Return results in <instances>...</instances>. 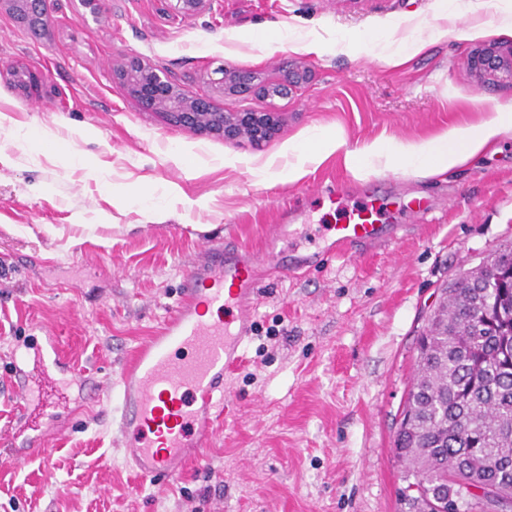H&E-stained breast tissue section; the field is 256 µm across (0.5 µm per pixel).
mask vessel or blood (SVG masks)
<instances>
[{
	"instance_id": "vessel-or-blood-1",
	"label": "vessel or blood",
	"mask_w": 512,
	"mask_h": 512,
	"mask_svg": "<svg viewBox=\"0 0 512 512\" xmlns=\"http://www.w3.org/2000/svg\"><path fill=\"white\" fill-rule=\"evenodd\" d=\"M383 210L381 198L366 197L332 226V241L320 254L278 249V242L292 233L287 224L273 225L272 250L262 257L202 239V257L185 275L177 306L114 377L120 453L140 478L167 487L177 480L189 453L209 447L213 418L222 411L227 393L225 377L240 362L251 329L258 268L271 266L277 277L294 275L317 266L324 256L351 260L361 250L396 240L400 227L385 223ZM11 392L14 421H28L34 408L53 418V403L36 399L28 382L12 383ZM52 452L46 435L15 437L0 444V463L21 454L47 457Z\"/></svg>"
}]
</instances>
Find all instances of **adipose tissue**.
Instances as JSON below:
<instances>
[{
    "instance_id": "ef3b65f1",
    "label": "adipose tissue",
    "mask_w": 512,
    "mask_h": 512,
    "mask_svg": "<svg viewBox=\"0 0 512 512\" xmlns=\"http://www.w3.org/2000/svg\"><path fill=\"white\" fill-rule=\"evenodd\" d=\"M467 13L465 0H453V7L446 12L447 22L436 28L431 38L406 35L383 44L379 58L390 67L404 64L410 57L424 51L430 39H460L480 33L479 24L465 27L457 21ZM512 132V106L497 107L494 112L477 124H463L430 139L373 141L348 151L346 159L356 170L379 172L385 168L400 166L413 174L430 178L448 173L449 170L465 166L473 158L495 146L500 137ZM342 143L333 134L323 132L302 142L292 141L284 152L292 156L288 165V179H302L309 166L320 164L328 156L341 149Z\"/></svg>"
}]
</instances>
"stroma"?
Segmentation results:
<instances>
[{"label":"stroma","instance_id":"obj_1","mask_svg":"<svg viewBox=\"0 0 512 512\" xmlns=\"http://www.w3.org/2000/svg\"><path fill=\"white\" fill-rule=\"evenodd\" d=\"M500 2L471 0L483 34L434 42L393 68L377 43L406 20L428 36L443 23L441 0H214L194 17L172 0H103L96 16L61 0L39 33L0 0V66L46 81L28 94L0 79V113L34 132L18 148L0 124V443L18 337L54 331L61 354L106 387L175 306L201 239L262 254L268 228L295 209L309 227L297 244L313 251L370 190L403 227L357 263L330 257L261 284L216 436L173 485L126 467L112 432L118 397L83 408L73 389L59 402L51 461L0 467V512H402L393 440L416 338L456 274L512 244V133L437 178L359 172L345 153L428 139L512 103L511 82L469 64L483 45H512ZM288 27L323 51L281 38ZM126 52L187 93H209L215 108L277 113V132L256 144L171 125L114 78ZM223 66L262 83L302 69L309 79L281 97L210 91ZM318 128L344 149L288 181L282 147ZM333 189L341 206L325 197ZM419 197L429 210L413 227Z\"/></svg>","mask_w":512,"mask_h":512}]
</instances>
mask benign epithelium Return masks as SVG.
Here are the masks:
<instances>
[{"mask_svg":"<svg viewBox=\"0 0 512 512\" xmlns=\"http://www.w3.org/2000/svg\"><path fill=\"white\" fill-rule=\"evenodd\" d=\"M17 15L30 21V30L41 32L51 24L47 0H8ZM213 0H176L178 12L192 17L211 8ZM475 63L485 72L512 82V47L504 50L487 46L479 52ZM218 79L210 80L217 91L230 88L249 92L254 88L253 77L238 71L217 69ZM115 75L120 86L133 96L143 108L158 112L171 123L205 134L217 135L233 141L242 135L259 144L269 138L278 123L275 112H238L217 110L207 95H190L177 85L168 72L136 53L121 56ZM8 79L24 91L38 87L37 73L19 69L6 72Z\"/></svg>","mask_w":512,"mask_h":512,"instance_id":"1","label":"benign epithelium"}]
</instances>
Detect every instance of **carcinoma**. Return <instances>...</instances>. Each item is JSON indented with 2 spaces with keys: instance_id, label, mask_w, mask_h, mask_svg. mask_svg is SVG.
Masks as SVG:
<instances>
[{
  "instance_id": "obj_1",
  "label": "carcinoma",
  "mask_w": 512,
  "mask_h": 512,
  "mask_svg": "<svg viewBox=\"0 0 512 512\" xmlns=\"http://www.w3.org/2000/svg\"><path fill=\"white\" fill-rule=\"evenodd\" d=\"M493 279L497 288L486 293ZM512 334V246L459 274L442 291L419 336L394 450L405 463L404 497L424 512L431 495L448 499L455 482L481 490L459 512H487L485 495L512 498V358L500 336Z\"/></svg>"
}]
</instances>
